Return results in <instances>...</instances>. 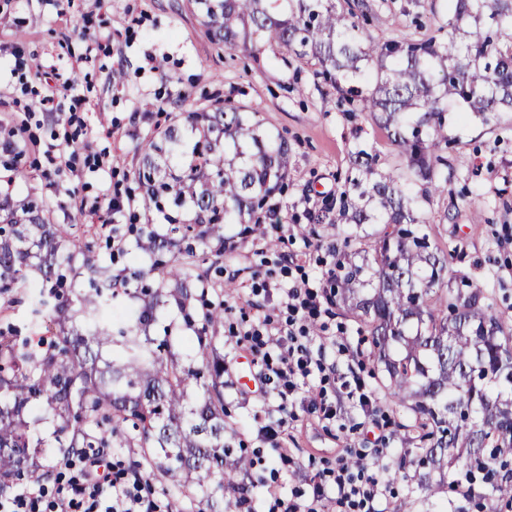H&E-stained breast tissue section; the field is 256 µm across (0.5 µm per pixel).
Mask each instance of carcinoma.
Returning <instances> with one entry per match:
<instances>
[{
    "instance_id": "1",
    "label": "carcinoma",
    "mask_w": 512,
    "mask_h": 512,
    "mask_svg": "<svg viewBox=\"0 0 512 512\" xmlns=\"http://www.w3.org/2000/svg\"><path fill=\"white\" fill-rule=\"evenodd\" d=\"M215 41L275 44L314 63V75L334 81L341 101L369 113L387 132L406 171L382 170L365 149L352 156L348 188L312 214L314 224H373L368 238L339 254L331 305L371 336L388 383L384 395L393 425L422 460L440 474L433 491L455 486L453 467L493 502L512 498L500 472L512 461V315L485 302L467 277L451 288L448 257L423 231L420 203L444 191L449 147L445 113L457 101L482 118L512 112V0H448V30L441 37L366 45L357 12L336 0H204ZM199 139L185 149L174 130L142 146L138 179L148 184L146 208L195 211L194 222L167 215L181 238L150 232L139 246L152 254L172 251L180 239H214L224 255V227L248 224L288 179V142L260 132L256 112L238 105L189 112ZM0 229V290L29 291L34 331L50 321L56 339L0 333V492L23 477H50L38 463L41 442L32 427L57 425L56 447L77 458L89 448H141L139 470L170 481L167 492L213 498L236 491L237 469L226 466L224 359L208 329L224 323V306L206 309L187 338L194 365L168 360L141 335L152 319L145 308L112 318V297L126 279L99 262L91 243L52 230L28 208L22 222L9 203ZM193 249L157 266L174 282L186 305L197 296L200 275ZM81 265L89 291L77 305L66 287ZM118 343L121 361L103 359Z\"/></svg>"
}]
</instances>
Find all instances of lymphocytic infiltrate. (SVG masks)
<instances>
[{"mask_svg": "<svg viewBox=\"0 0 512 512\" xmlns=\"http://www.w3.org/2000/svg\"><path fill=\"white\" fill-rule=\"evenodd\" d=\"M261 288L280 293L277 316L242 325L236 334L260 354L269 394L284 412L311 377L325 378L338 370L324 351L313 348L310 336L311 324L332 314L328 288L305 278L285 286L265 281ZM270 346L276 347V354H267ZM390 493V481L370 475L365 465L351 467L340 462L313 483L310 494L274 498L269 512H316V503L329 494L346 512H380V504ZM42 497V492L29 489L0 496V512H40L44 505L50 512H157L151 488L139 472L116 470L113 463L92 454L82 457L79 478L57 489L50 504H43Z\"/></svg>", "mask_w": 512, "mask_h": 512, "instance_id": "f902f5d3", "label": "lymphocytic infiltrate"}]
</instances>
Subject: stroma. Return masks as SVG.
Instances as JSON below:
<instances>
[{
    "mask_svg": "<svg viewBox=\"0 0 512 512\" xmlns=\"http://www.w3.org/2000/svg\"><path fill=\"white\" fill-rule=\"evenodd\" d=\"M369 18L363 22L364 42L381 46L405 38L426 40L437 36L448 22L447 0H366ZM97 35L88 45L86 31ZM80 63L82 78L73 91H58L53 112L38 107L47 94L46 83L30 76L27 67L68 72ZM90 101L92 109L79 124H67L63 115L73 95ZM253 108L263 128L288 141V181L269 200L287 240L273 224L242 233L232 225L234 249L223 262L213 256L198 261L196 271L205 279L207 300L223 303V325L214 329L224 359L232 365L225 379L224 423L233 431L231 448H244L254 465L244 476L251 482L253 512H268L272 493L289 496L309 491L310 480L348 451L365 452L364 462L373 474L395 475L387 512H398L402 500L412 498L413 512H479L467 487L430 495L418 488L420 470L415 448L401 435L390 437L395 455L379 458L354 426L358 417L343 404L335 420H322L310 402L296 404L295 416L281 439L292 458L290 469L275 471V461L257 430L275 424L276 402L263 396L264 384L258 356L237 344L230 326L242 315L259 317L275 313L276 301L264 310L251 307L253 290L261 281L322 278L330 263L329 247L354 236L351 226L311 224L326 199L339 194L349 169V157L364 148L378 155L381 168L401 165L398 152L365 112L349 111L335 87L317 79L313 69L275 45L260 49H227L213 40L197 0H0V128L15 130L24 145L19 162L26 180L15 179L0 153V201L18 205L26 200L46 201V220L95 246L98 258L113 273L128 274L137 258V227L151 224L166 234L162 215L145 211L144 191L134 177L141 164L142 142L151 136L165 113L212 109L224 101ZM464 104L448 114V184L443 193L423 202L424 229L444 251L450 268L481 284L487 301L498 311L512 314V112L498 113L489 122L460 120ZM56 144L54 160H47V144ZM133 197L134 210L115 215L99 208L97 219L88 209L112 193L114 187ZM482 223H473L474 214ZM236 289L225 294L224 284ZM161 293L151 303L142 284L131 281L129 291L114 301L113 313L152 307L149 335L165 341V355L186 360L189 334L183 315L169 297L171 281L153 279ZM358 323L339 314L326 328L315 331V342L335 339L347 348L341 374L360 372L374 397L383 389L368 357L358 354Z\"/></svg>",
    "mask_w": 512,
    "mask_h": 512,
    "instance_id": "35a3bbf8",
    "label": "stroma"
}]
</instances>
